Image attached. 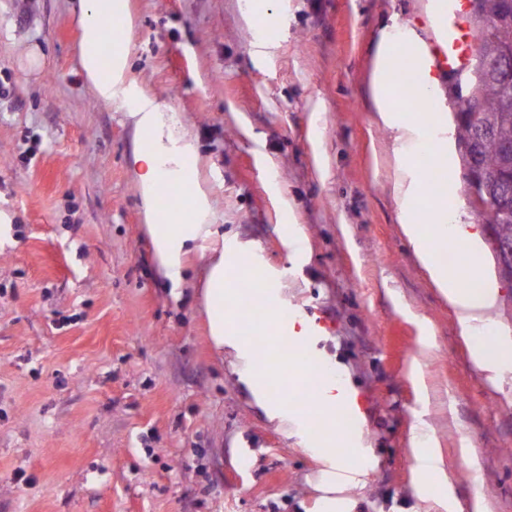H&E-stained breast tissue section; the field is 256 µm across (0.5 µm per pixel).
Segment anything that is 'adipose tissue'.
<instances>
[{
	"label": "adipose tissue",
	"mask_w": 512,
	"mask_h": 512,
	"mask_svg": "<svg viewBox=\"0 0 512 512\" xmlns=\"http://www.w3.org/2000/svg\"><path fill=\"white\" fill-rule=\"evenodd\" d=\"M75 21L81 29L78 47L81 72L94 97L112 103L125 90L128 51L125 36L134 26L127 0H79ZM428 43L410 25L391 21L382 26L372 79L374 104L384 125L396 134L395 191L400 201L401 222L415 254L433 281L455 307L464 333L479 332L491 324L489 313L496 294L483 279V256L477 248L465 253L464 269H452L438 259L452 241L465 237L458 214L442 209L439 196L429 186L415 161L416 149L429 146L436 163L448 161V109L440 78L431 74L425 61ZM406 75L413 93L435 99L436 111L421 114L405 111L398 81ZM138 141L135 160L141 165L138 188L143 224L151 240L160 272L179 283L185 257L196 243L212 235L214 220L209 190L196 173L195 150L186 138L174 134L173 118L149 102L129 113ZM168 181L179 202L166 205L157 193L160 181ZM246 252L217 251L210 259L203 283V301L211 340L216 350L232 346L242 365L241 379L262 405L278 402L268 394L273 379L287 377L289 386L301 381L299 374L284 375L276 362L255 358L253 348L239 336L241 320L233 310L226 288L229 272L256 278L254 265L245 263ZM474 367L493 386H500L512 370V344L493 340L471 347Z\"/></svg>",
	"instance_id": "obj_1"
}]
</instances>
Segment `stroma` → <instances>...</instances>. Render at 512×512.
Returning <instances> with one entry per match:
<instances>
[{
    "label": "stroma",
    "mask_w": 512,
    "mask_h": 512,
    "mask_svg": "<svg viewBox=\"0 0 512 512\" xmlns=\"http://www.w3.org/2000/svg\"><path fill=\"white\" fill-rule=\"evenodd\" d=\"M128 6V80L193 143L218 233L171 289L127 109L80 76L74 0H0V512H319L323 462L212 345L201 286L224 239L364 400L369 465L337 483L345 512H512V383L474 369L412 252L372 99L382 25L419 20L428 0H264L259 58L241 0ZM485 275L512 337V282L490 253Z\"/></svg>",
    "instance_id": "35a3bbf8"
}]
</instances>
